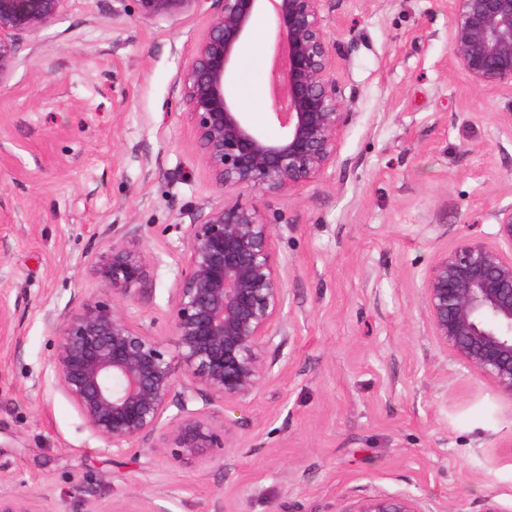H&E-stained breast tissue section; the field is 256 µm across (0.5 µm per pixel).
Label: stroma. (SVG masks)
I'll return each instance as SVG.
<instances>
[{
    "instance_id": "1",
    "label": "stroma",
    "mask_w": 512,
    "mask_h": 512,
    "mask_svg": "<svg viewBox=\"0 0 512 512\" xmlns=\"http://www.w3.org/2000/svg\"><path fill=\"white\" fill-rule=\"evenodd\" d=\"M451 0H323L336 77L354 118L335 166L284 198L274 247L289 338L268 380L210 450L102 453L52 367L49 311L105 295L93 258L130 225L152 255L127 301L162 339L181 270L176 227L222 201L199 158L179 73L205 15L152 23L136 0H69L27 37L0 91V495L40 512H341L407 493L424 512H512V403L430 334L424 272L466 235L493 239L512 204V93L477 87L448 48ZM276 37L261 17L259 64L231 89L275 136Z\"/></svg>"
}]
</instances>
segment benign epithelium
Masks as SVG:
<instances>
[{"instance_id": "obj_1", "label": "benign epithelium", "mask_w": 512, "mask_h": 512, "mask_svg": "<svg viewBox=\"0 0 512 512\" xmlns=\"http://www.w3.org/2000/svg\"><path fill=\"white\" fill-rule=\"evenodd\" d=\"M68 0H0V90L18 66L26 37L52 25ZM151 22L207 13L211 21L180 73L181 99L201 161L232 201L197 210L182 231V268L170 305V342L136 320L124 301L146 277L151 254L112 225L92 271L111 296L61 312L52 364L59 386L105 450L122 455L153 439L158 455L192 457L228 448L227 425L211 406H242L271 373L266 352L288 340L286 288L274 227L254 197H282L336 164L353 113L336 78V47L323 0H138ZM272 9L278 56L272 139L255 129L229 92L254 18ZM449 49L471 81L512 91V0H451ZM490 242L466 236L426 268L422 293L431 336L512 402V205L495 214ZM182 378H177L174 363ZM202 406H197V403ZM0 512H39L26 496H0ZM341 512H423L407 493L352 499Z\"/></svg>"}]
</instances>
